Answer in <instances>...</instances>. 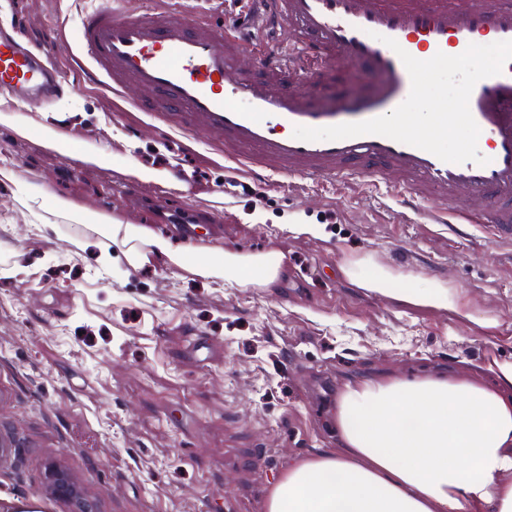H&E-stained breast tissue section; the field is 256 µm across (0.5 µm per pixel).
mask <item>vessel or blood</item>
<instances>
[{"label": "vessel or blood", "instance_id": "vessel-or-blood-1", "mask_svg": "<svg viewBox=\"0 0 512 512\" xmlns=\"http://www.w3.org/2000/svg\"><path fill=\"white\" fill-rule=\"evenodd\" d=\"M266 21L290 51L271 50L253 67L243 46L196 9L137 12L114 0L81 12L78 39L59 51L87 66L114 92L136 87L142 111L171 127L199 130L254 176L363 180L399 194L404 209L431 204L441 224H485L493 242L512 243V61L480 80L469 108L488 162L448 163L391 138L366 134L306 141L298 126L328 127L390 113L408 96L398 56L419 60L462 53L469 44L512 40V0H265ZM395 39L399 50L387 46ZM377 82L364 94L337 95L329 75ZM63 87L15 34L0 29V94L47 104Z\"/></svg>", "mask_w": 512, "mask_h": 512}]
</instances>
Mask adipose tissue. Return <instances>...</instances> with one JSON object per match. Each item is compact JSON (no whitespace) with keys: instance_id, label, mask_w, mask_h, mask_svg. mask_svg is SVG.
I'll return each instance as SVG.
<instances>
[{"instance_id":"ef3b65f1","label":"adipose tissue","mask_w":512,"mask_h":512,"mask_svg":"<svg viewBox=\"0 0 512 512\" xmlns=\"http://www.w3.org/2000/svg\"><path fill=\"white\" fill-rule=\"evenodd\" d=\"M16 186L30 210L53 208L81 224L75 248L95 233L123 249L128 265L157 263L223 288L276 287L278 252L185 245L119 213L89 211L73 199ZM357 287L413 306L458 309L447 284L395 271L372 258L346 260ZM492 382L433 370L345 382L333 411L339 448L293 463L272 488L266 512H512V362H492Z\"/></svg>"}]
</instances>
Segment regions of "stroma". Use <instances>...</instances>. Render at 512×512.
I'll use <instances>...</instances> for the list:
<instances>
[{
	"instance_id": "stroma-1",
	"label": "stroma",
	"mask_w": 512,
	"mask_h": 512,
	"mask_svg": "<svg viewBox=\"0 0 512 512\" xmlns=\"http://www.w3.org/2000/svg\"><path fill=\"white\" fill-rule=\"evenodd\" d=\"M102 0H0V26H19L68 83L47 110L75 156L0 125V161L16 178L112 209L133 224L150 210L124 198L125 162L179 161L175 186L143 187L172 206L209 214L196 236L222 247L277 251L275 288H205L158 267L114 258L98 275L73 257L69 220L32 213L0 178V500L28 512H73L49 495L47 473L76 476L92 512H265L288 465L337 447L332 412L347 380L436 367L468 372L512 361V246L485 228L433 224L369 183L254 179L209 146L135 106L137 93L102 88L75 58L52 52L60 32ZM100 150L112 163L81 162ZM31 231L15 239L16 220ZM321 225L314 238L284 231ZM448 284L460 311L368 293L340 272L349 258Z\"/></svg>"
}]
</instances>
